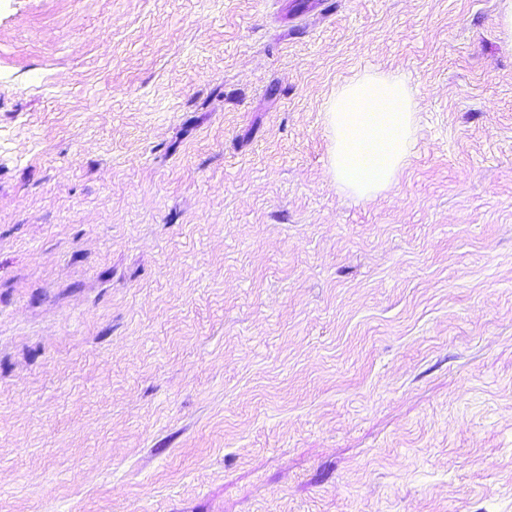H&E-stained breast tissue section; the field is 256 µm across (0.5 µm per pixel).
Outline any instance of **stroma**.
Wrapping results in <instances>:
<instances>
[{
	"instance_id": "obj_1",
	"label": "stroma",
	"mask_w": 512,
	"mask_h": 512,
	"mask_svg": "<svg viewBox=\"0 0 512 512\" xmlns=\"http://www.w3.org/2000/svg\"><path fill=\"white\" fill-rule=\"evenodd\" d=\"M0 512H512L497 0H0ZM326 112L336 184L365 201L389 189L416 140L415 102L407 80L364 72L336 90Z\"/></svg>"
}]
</instances>
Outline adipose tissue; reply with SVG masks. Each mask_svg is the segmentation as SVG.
I'll use <instances>...</instances> for the list:
<instances>
[{
	"label": "adipose tissue",
	"mask_w": 512,
	"mask_h": 512,
	"mask_svg": "<svg viewBox=\"0 0 512 512\" xmlns=\"http://www.w3.org/2000/svg\"><path fill=\"white\" fill-rule=\"evenodd\" d=\"M415 112L400 75L365 72L338 88L327 106L337 185L365 201L389 189L415 143Z\"/></svg>",
	"instance_id": "1"
}]
</instances>
